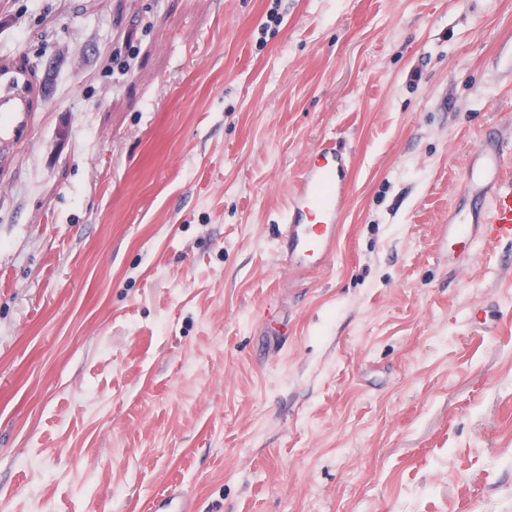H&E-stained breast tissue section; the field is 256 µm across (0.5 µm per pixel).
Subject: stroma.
Returning a JSON list of instances; mask_svg holds the SVG:
<instances>
[{
    "label": "stroma",
    "instance_id": "35a3bbf8",
    "mask_svg": "<svg viewBox=\"0 0 512 512\" xmlns=\"http://www.w3.org/2000/svg\"><path fill=\"white\" fill-rule=\"evenodd\" d=\"M0 512H512V0H0ZM350 155L317 268L277 250ZM15 82L19 86L27 85L28 81L19 73L5 71L0 73V163L7 157L16 139L7 141L4 138V130L14 124L13 131L18 133L28 125L33 111V94L29 91L16 92L5 89L6 84ZM346 168L335 146L318 148L310 157L280 231L278 245L291 266L321 265L332 255L340 230L339 203L348 191ZM503 162L502 155L489 154L483 173L476 176L471 173L469 184L476 190L477 184L490 179V187L483 193V212L476 224L473 217L448 224V242H465L467 238L487 241L512 238V181L506 183L500 179Z\"/></svg>",
    "mask_w": 512,
    "mask_h": 512
}]
</instances>
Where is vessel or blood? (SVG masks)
<instances>
[{
	"label": "vessel or blood",
	"mask_w": 512,
	"mask_h": 512,
	"mask_svg": "<svg viewBox=\"0 0 512 512\" xmlns=\"http://www.w3.org/2000/svg\"><path fill=\"white\" fill-rule=\"evenodd\" d=\"M25 83L21 74L0 73V161L12 147L3 136L4 130L10 126L23 130L33 112V97L25 91ZM503 162L502 155H487L482 175L471 176L469 184L473 187L482 179L490 181L483 194L482 215L474 221L465 218L449 225V241L512 238V181L506 183L500 178ZM346 168L345 158L328 145L318 148L310 157L280 232L279 246L285 250L289 264L320 265L332 255L340 230L339 204L348 191Z\"/></svg>",
	"instance_id": "vessel-or-blood-1"
}]
</instances>
